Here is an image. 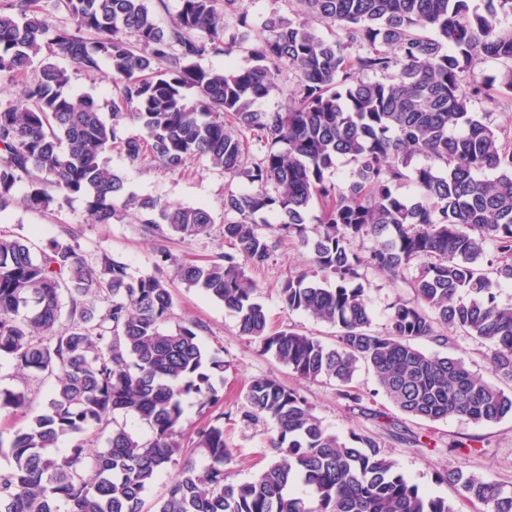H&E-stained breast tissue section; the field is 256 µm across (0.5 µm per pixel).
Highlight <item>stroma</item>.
<instances>
[{"label": "stroma", "mask_w": 512, "mask_h": 512, "mask_svg": "<svg viewBox=\"0 0 512 512\" xmlns=\"http://www.w3.org/2000/svg\"><path fill=\"white\" fill-rule=\"evenodd\" d=\"M54 62L70 71L73 93L90 95L102 105L110 101L109 70L88 76L74 71L66 57H55ZM105 158L109 168L118 172L128 190L137 196L205 207L215 221L210 234L185 239L173 235L161 240L128 214L109 224H96L84 201L78 198L64 207L44 210L30 209L23 202H16L9 211L0 214V233L23 238L28 245L38 248L48 238L69 232L78 254L89 264L108 256L125 263L131 275L152 274L168 283L174 300L172 323L198 324L201 345L207 351L218 352L227 366L218 395L220 409L229 415L224 423V441L233 450L230 471L234 480L245 481L256 473L259 458L267 452L274 434L272 423L240 422L236 412L243 402L244 387L253 378L272 376L304 396L323 425L341 439H350L356 433L377 440L398 461L406 478L423 491L456 500L455 488L439 481L438 476L457 468L512 489V416L484 424L457 418L429 422L408 416L386 399L372 373L363 366L358 368L353 380L362 401L354 403L340 395L335 382L297 377L288 366L264 352L259 342L240 335L234 314L225 310L222 303L182 283L177 273L179 264L237 255V248L225 240L222 232L224 195L246 189L248 183L244 177L226 176L198 160L191 161L182 171L171 173L152 164L128 165L116 149L108 150ZM307 264L308 253L298 241L277 239L269 260L260 266H247L246 272L274 329L293 328L330 344L334 341L335 328L304 313L288 310L279 298L281 282ZM366 278L372 328L382 333L388 326L391 306L400 300H411L413 291L407 282L392 280L387 273L376 269L367 270ZM370 408L378 410V417L367 416ZM470 437L479 440L476 452L457 453L456 445Z\"/></svg>", "instance_id": "35a3bbf8"}]
</instances>
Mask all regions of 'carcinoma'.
<instances>
[{"label":"carcinoma","mask_w":512,"mask_h":512,"mask_svg":"<svg viewBox=\"0 0 512 512\" xmlns=\"http://www.w3.org/2000/svg\"><path fill=\"white\" fill-rule=\"evenodd\" d=\"M56 2L70 25L51 27L38 0H0V79H14L44 52L85 75L106 62L116 89L110 118L94 98L67 91L66 70L43 62L21 86L23 106L0 105V213L22 184L30 209L79 197L97 224L132 208L158 237L206 235L214 223L207 209L134 195L103 154L113 147L131 166L150 158L167 172L203 159L250 185L224 196V238L263 264L271 245L257 224L276 213L271 230L310 255L308 268L282 282V303L338 329L333 345L269 330L255 284L231 255L180 265V280L223 303L241 335L298 377L335 382L356 404L351 383L362 363L409 416L483 424L512 415V393L462 358L418 346L445 347L458 334L478 339L489 346L493 374L512 383V305L494 292L512 284V137L472 111L484 88L466 82L479 61H512V30L497 24L498 13L512 14V0H487L484 14L468 0H299L305 18L275 7L259 28L243 0H179L165 25L147 0ZM229 16L242 34L228 33ZM310 17L334 27L332 37L318 35ZM251 34L260 42L251 64H199L230 55ZM356 43L363 51L354 55ZM285 70L294 77L288 109H259ZM369 72L379 79H364ZM130 124L142 134L127 133ZM253 146L261 158L247 167ZM420 155L431 163L411 166ZM340 160L352 165L347 183L329 178ZM409 179L413 198L396 192ZM367 238L375 246L364 254ZM489 247L494 260L485 267ZM370 267L414 291L391 307L384 333L371 330ZM328 275L333 288L324 287ZM173 304L165 281L133 277L107 256L92 266L67 238L34 252L0 236V357L24 379L54 378L44 409L8 437L0 433L12 458L0 470V512H143L146 491L176 465L155 512H460L405 478L372 437L340 441L298 391L268 376L247 386L240 420L274 424L271 456L254 478L233 480L224 413L184 438L185 405L218 404L225 364L202 347L197 324L169 325ZM27 404V389L0 388V414ZM115 414L145 422L151 437L119 427L105 450L88 452L84 436ZM65 439L70 448L55 454ZM186 446L205 463L178 461ZM440 480L483 512H512V490L482 476L456 469Z\"/></svg>","instance_id":"obj_1"}]
</instances>
